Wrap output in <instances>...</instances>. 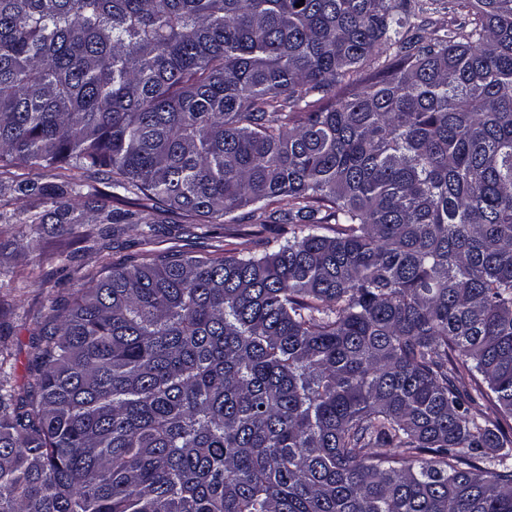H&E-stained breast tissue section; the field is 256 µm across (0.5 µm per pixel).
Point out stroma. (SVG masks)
<instances>
[{"label": "stroma", "instance_id": "stroma-1", "mask_svg": "<svg viewBox=\"0 0 512 512\" xmlns=\"http://www.w3.org/2000/svg\"><path fill=\"white\" fill-rule=\"evenodd\" d=\"M89 230L85 224L80 233L60 236L48 228L34 233L25 228L0 227V238H17L21 247L11 259L0 257V344L7 346L12 355L19 387H27L30 380L32 337L52 302L75 294L85 286L87 275L104 264L120 262L140 249L138 226L128 225L125 233L103 250L87 249L81 242V233ZM62 249L75 256L65 271L56 260Z\"/></svg>", "mask_w": 512, "mask_h": 512}]
</instances>
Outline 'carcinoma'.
<instances>
[{"label": "carcinoma", "instance_id": "obj_1", "mask_svg": "<svg viewBox=\"0 0 512 512\" xmlns=\"http://www.w3.org/2000/svg\"><path fill=\"white\" fill-rule=\"evenodd\" d=\"M416 7L0 0V224L261 248L103 268L30 400L0 346V512H512V0Z\"/></svg>", "mask_w": 512, "mask_h": 512}]
</instances>
